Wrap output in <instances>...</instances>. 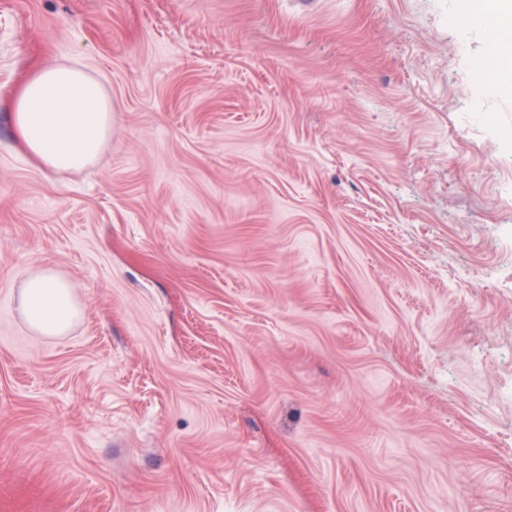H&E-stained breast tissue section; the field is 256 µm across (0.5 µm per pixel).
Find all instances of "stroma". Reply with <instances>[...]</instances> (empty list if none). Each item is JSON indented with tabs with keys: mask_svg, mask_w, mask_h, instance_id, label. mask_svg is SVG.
Returning <instances> with one entry per match:
<instances>
[{
	"mask_svg": "<svg viewBox=\"0 0 512 512\" xmlns=\"http://www.w3.org/2000/svg\"><path fill=\"white\" fill-rule=\"evenodd\" d=\"M465 6L0 0V512H512V94ZM55 65L115 111L78 172L11 129ZM77 285L53 269H35L22 280L19 310L34 332L64 336L79 318Z\"/></svg>",
	"mask_w": 512,
	"mask_h": 512,
	"instance_id": "35a3bbf8",
	"label": "stroma"
}]
</instances>
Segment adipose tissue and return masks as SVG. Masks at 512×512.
<instances>
[{
    "label": "adipose tissue",
    "instance_id": "obj_1",
    "mask_svg": "<svg viewBox=\"0 0 512 512\" xmlns=\"http://www.w3.org/2000/svg\"><path fill=\"white\" fill-rule=\"evenodd\" d=\"M10 118L22 151L54 171L83 169L112 143L111 101L95 79L73 67L34 72L15 95ZM18 307L43 336L67 334L81 312L75 284L52 269L27 273Z\"/></svg>",
    "mask_w": 512,
    "mask_h": 512
}]
</instances>
